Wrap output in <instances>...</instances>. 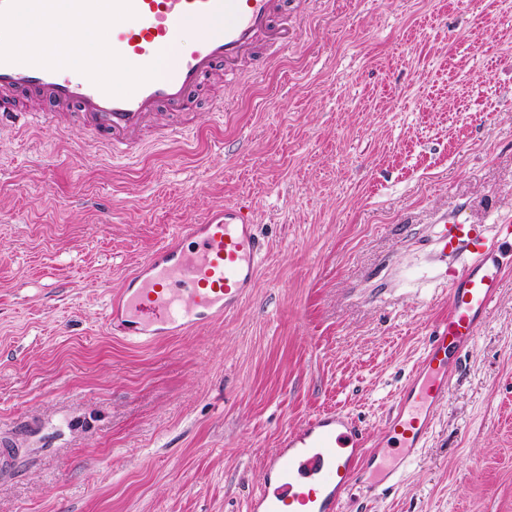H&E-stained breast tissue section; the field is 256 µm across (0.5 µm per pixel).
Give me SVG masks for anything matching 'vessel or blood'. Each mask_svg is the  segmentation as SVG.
<instances>
[{
	"mask_svg": "<svg viewBox=\"0 0 512 512\" xmlns=\"http://www.w3.org/2000/svg\"><path fill=\"white\" fill-rule=\"evenodd\" d=\"M285 0H0V123L21 116L19 102L37 99L44 112L74 111L95 139L121 155L158 110L181 113L211 76L236 81L245 63L273 55L296 27ZM72 25L109 26L111 55L84 47L80 58L34 50L18 54L17 28L41 27L49 18ZM201 26L196 41L182 45L187 24ZM178 53L163 76H144L133 90L118 89L112 75L131 63L153 64L162 48ZM251 206L225 204L198 223L181 225L154 248L112 303L114 327L142 343L206 325L235 311L253 288L264 244ZM439 240L470 251L467 270L452 276L448 315L431 333L424 357L399 393L385 434L399 448H420L432 410L448 392V355L472 343L475 327L497 299L501 268L486 265V243L474 228H441ZM268 472L287 478L290 491L259 494L253 512H341L350 482L373 466L379 452L350 416L310 419L286 436Z\"/></svg>",
	"mask_w": 512,
	"mask_h": 512,
	"instance_id": "b4317fda",
	"label": "vessel or blood"
}]
</instances>
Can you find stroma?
<instances>
[{
    "label": "stroma",
    "mask_w": 512,
    "mask_h": 512,
    "mask_svg": "<svg viewBox=\"0 0 512 512\" xmlns=\"http://www.w3.org/2000/svg\"><path fill=\"white\" fill-rule=\"evenodd\" d=\"M298 35L157 112L113 159L72 117L0 130V512H250L266 456L326 412L382 430L471 261L512 224V0H288ZM265 241L250 297L152 344L104 312L224 203ZM423 448L344 512H512V255Z\"/></svg>",
    "instance_id": "1"
}]
</instances>
